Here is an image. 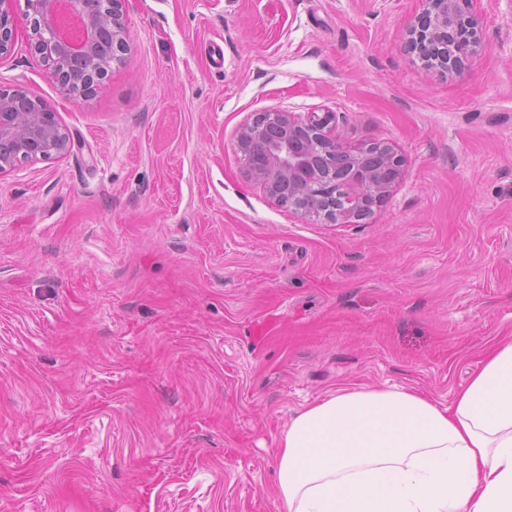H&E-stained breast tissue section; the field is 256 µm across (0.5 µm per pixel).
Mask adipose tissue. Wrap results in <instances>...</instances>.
<instances>
[{"label":"adipose tissue","mask_w":512,"mask_h":512,"mask_svg":"<svg viewBox=\"0 0 512 512\" xmlns=\"http://www.w3.org/2000/svg\"><path fill=\"white\" fill-rule=\"evenodd\" d=\"M278 512H512V341L448 407L405 388L331 393L277 453Z\"/></svg>","instance_id":"obj_1"}]
</instances>
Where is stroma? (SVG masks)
<instances>
[{
    "instance_id": "obj_1",
    "label": "stroma",
    "mask_w": 512,
    "mask_h": 512,
    "mask_svg": "<svg viewBox=\"0 0 512 512\" xmlns=\"http://www.w3.org/2000/svg\"><path fill=\"white\" fill-rule=\"evenodd\" d=\"M20 23L0 92L69 154L0 174V512H277L291 417L346 388L450 404L512 337V0L459 74L420 0H125L129 48L63 93ZM332 112L404 158L360 224L247 180L254 115Z\"/></svg>"
}]
</instances>
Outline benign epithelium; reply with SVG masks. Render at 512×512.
Segmentation results:
<instances>
[{
  "instance_id": "obj_1",
  "label": "benign epithelium",
  "mask_w": 512,
  "mask_h": 512,
  "mask_svg": "<svg viewBox=\"0 0 512 512\" xmlns=\"http://www.w3.org/2000/svg\"><path fill=\"white\" fill-rule=\"evenodd\" d=\"M11 0H0V55L9 51L16 31ZM422 9L408 23L405 45L444 72L465 69L481 48L480 19L474 0H421ZM124 0H106L108 10L97 14L86 0H27L34 47L54 56L49 74L67 94L69 73L99 78L107 65L92 51L97 33H112L115 48L126 47ZM268 120L244 123L236 136L244 176L279 199L283 183L310 201L334 198L330 220L354 224L367 218L370 202L386 200L401 175L402 159L385 143L348 145L335 134L336 115L325 112L306 118L294 112H267ZM328 147V162L338 163L341 176L325 178L314 148ZM70 134L42 100L32 99L23 110L9 93H0V174L25 162L66 155Z\"/></svg>"
}]
</instances>
